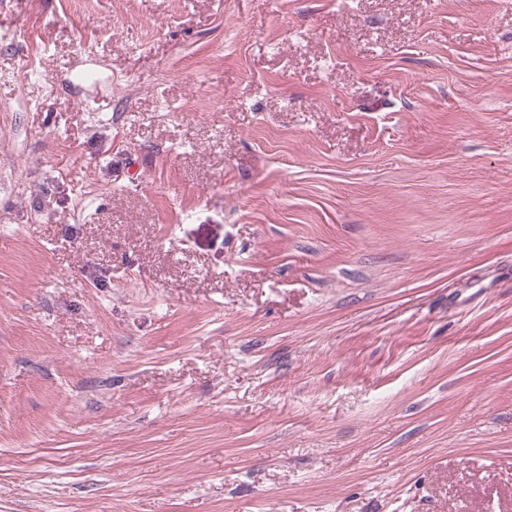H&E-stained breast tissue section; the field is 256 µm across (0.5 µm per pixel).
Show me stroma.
<instances>
[{
    "instance_id": "35a3bbf8",
    "label": "stroma",
    "mask_w": 512,
    "mask_h": 512,
    "mask_svg": "<svg viewBox=\"0 0 512 512\" xmlns=\"http://www.w3.org/2000/svg\"><path fill=\"white\" fill-rule=\"evenodd\" d=\"M0 512H512V0H0Z\"/></svg>"
}]
</instances>
